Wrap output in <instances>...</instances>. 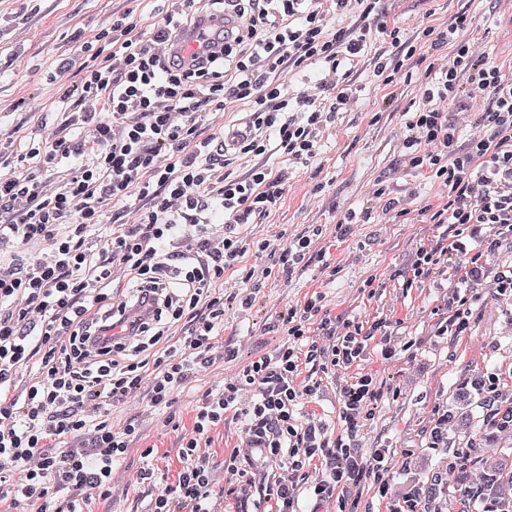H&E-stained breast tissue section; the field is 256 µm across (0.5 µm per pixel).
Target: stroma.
<instances>
[{"label": "stroma", "instance_id": "obj_1", "mask_svg": "<svg viewBox=\"0 0 512 512\" xmlns=\"http://www.w3.org/2000/svg\"><path fill=\"white\" fill-rule=\"evenodd\" d=\"M153 8L152 0H0V173L22 172L16 156L25 150L29 136L54 131L67 120L59 109L60 86L50 79L56 65L80 60L83 42L109 26L113 16L132 13L139 28L150 31L156 20ZM377 11L388 25L408 31L426 17L444 27L456 13H467L476 34L487 35L491 59L512 61V0H379ZM390 50L386 41H373L368 55L352 64L350 77L362 88L360 99L340 114L309 166L270 158V165L284 176L285 193L264 223L243 228L260 239L275 231L292 237L311 225H325L313 246L314 259L292 273L263 280L252 310L226 305L224 341L237 350L236 362L216 361L193 387L174 394L169 412L179 428L163 426L142 390L113 408V427L137 419L141 438L137 450L117 464L110 497L93 498L89 512H146L159 486L173 481L181 467L180 439L191 427L199 395L234 366L273 350L282 340L271 328L279 312L315 293L321 295L329 318L387 320L385 345L396 350L385 361L381 346L373 344L358 365L323 374L319 394L300 411L301 419L321 421L326 438L336 439L343 432L341 389L361 374L376 377L380 397L372 419L358 434V447L366 456L374 448H389V493L380 497L374 479L366 478L350 496L349 512H388L391 503L414 492L432 497L440 512H462L455 496L459 474L472 483L483 482L480 464L458 471L453 466L457 448L431 447L427 429L438 413H455L456 394L474 377L496 378L500 389L512 395V297L493 287L497 267L512 262V235L497 236L484 226L460 231L452 224L429 223L421 215V208L436 202L441 192L404 161L403 111L414 101L416 87L401 84L397 101L388 107L386 89L374 81V55ZM318 182L324 189L315 196L310 188ZM378 183L388 185L392 197L415 211L413 223H389L382 202L369 199ZM351 212L359 215V223L353 224L351 235L337 237L338 222ZM422 246L448 248V264L424 282L406 287L405 270ZM473 265L478 277L463 279ZM457 296L466 298L472 311L470 329L461 336L439 335L448 304ZM245 446L242 424L233 417L209 432L201 448L210 456L217 487L227 483L225 454ZM144 448L155 451L157 480L149 486L133 480Z\"/></svg>", "mask_w": 512, "mask_h": 512}]
</instances>
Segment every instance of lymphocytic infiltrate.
I'll return each mask as SVG.
<instances>
[{
    "mask_svg": "<svg viewBox=\"0 0 512 512\" xmlns=\"http://www.w3.org/2000/svg\"><path fill=\"white\" fill-rule=\"evenodd\" d=\"M377 2L163 0L150 35L126 13L86 45L88 60L58 64L56 76L76 75L59 102L80 123L30 140L24 157L67 164L70 178L46 192L33 176L0 175V240L49 248L0 263V483L19 476L0 493V512L50 496L59 499L58 512H79L93 496H108L112 465L138 435L131 421L113 428L111 406L145 383L152 407H166L214 363L225 277L244 288L237 302L248 309L255 274L268 278L310 261L322 227L291 239L277 233L274 246L242 228L268 217L284 194L269 158L308 166L326 130L358 102L359 89L341 67L362 57L373 37L392 48L373 68L382 86L396 89L409 61L421 67V98L404 111L402 148L411 169L447 190L424 208L431 223L512 233V71L491 61L483 38L469 35L466 13L446 28L425 22L409 34L370 23ZM224 14L234 27L201 56L158 54V43L181 45L203 17ZM349 15L353 24L334 25ZM314 64L333 73L332 83L289 90L286 76ZM463 102L473 105L477 129L464 145L449 117ZM239 104L249 118L233 147L219 136L200 137L203 114ZM243 158L252 166L234 174ZM123 201L136 202L137 222L105 223L106 207ZM174 241L180 249H171ZM253 256L266 258L263 270L250 264ZM117 264L131 280L119 299L108 289ZM320 302L315 295L284 307L276 325L283 342L203 393L181 446L182 467L149 512H214V479L200 442L229 413L244 420L246 449L224 458L227 495L254 494L266 512H297L301 473L316 461L325 474L309 486L315 500L358 486L369 473L387 496L389 450L366 457L356 444L379 399L373 374L341 392L344 436L329 440L321 425L298 419L300 405L321 389L320 379L301 377V364L317 371L353 366L388 334L383 319L335 329L321 319ZM316 323L337 336L332 349L308 340ZM22 367L37 376L20 389L14 376ZM68 438L73 446L62 448ZM255 455L282 465L287 477L256 486L249 471Z\"/></svg>",
    "mask_w": 512,
    "mask_h": 512,
    "instance_id": "obj_1",
    "label": "lymphocytic infiltrate"
}]
</instances>
